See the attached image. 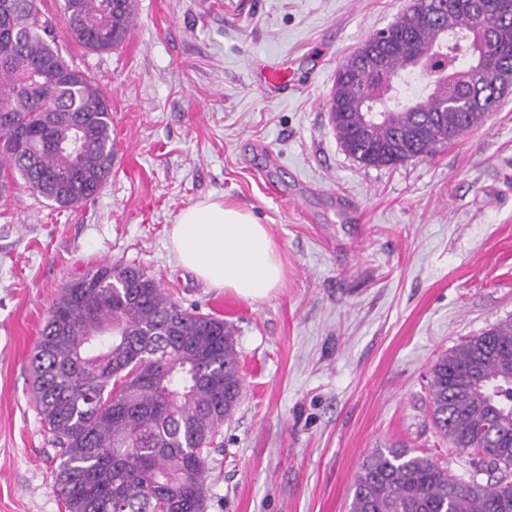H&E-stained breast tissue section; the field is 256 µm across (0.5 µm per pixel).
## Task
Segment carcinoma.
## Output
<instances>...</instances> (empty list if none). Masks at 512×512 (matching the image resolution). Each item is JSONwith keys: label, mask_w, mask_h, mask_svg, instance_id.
Listing matches in <instances>:
<instances>
[{"label": "carcinoma", "mask_w": 512, "mask_h": 512, "mask_svg": "<svg viewBox=\"0 0 512 512\" xmlns=\"http://www.w3.org/2000/svg\"><path fill=\"white\" fill-rule=\"evenodd\" d=\"M39 0H0V200L18 180L56 208L96 195L112 172V109L62 55ZM501 0H426L366 41L337 72L331 123L365 167L397 166L486 123L512 93V17ZM72 39L118 47L133 0H62ZM382 66H368L370 55ZM436 76L401 93L414 66ZM368 112L385 114L371 123ZM38 414L58 447L66 512H206L209 451L243 394L235 331L188 310L129 264L103 262L68 281L30 361ZM438 434L473 454L450 476L404 445L376 448L349 512H512V322L441 355L429 382ZM486 472L482 482L477 475Z\"/></svg>", "instance_id": "carcinoma-1"}]
</instances>
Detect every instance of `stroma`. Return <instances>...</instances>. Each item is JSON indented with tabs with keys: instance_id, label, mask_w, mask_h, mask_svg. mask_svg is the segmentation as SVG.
Wrapping results in <instances>:
<instances>
[{
	"instance_id": "obj_1",
	"label": "stroma",
	"mask_w": 512,
	"mask_h": 512,
	"mask_svg": "<svg viewBox=\"0 0 512 512\" xmlns=\"http://www.w3.org/2000/svg\"><path fill=\"white\" fill-rule=\"evenodd\" d=\"M61 2L41 11L110 101L115 160L75 208L21 186L0 201V512H66L29 374L60 289L136 264L211 313L216 289L169 243L179 211L210 196L266 225L285 277L229 319L245 389L210 451L206 512H347L361 464L389 444L469 479L428 385L438 357L512 320V94L453 144L365 167L326 102L341 64L413 0H135L109 52L70 37ZM276 65L296 75L288 93L258 80Z\"/></svg>"
}]
</instances>
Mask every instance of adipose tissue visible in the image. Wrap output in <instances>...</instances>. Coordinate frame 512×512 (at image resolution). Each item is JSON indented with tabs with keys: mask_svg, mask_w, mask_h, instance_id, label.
Returning a JSON list of instances; mask_svg holds the SVG:
<instances>
[{
	"mask_svg": "<svg viewBox=\"0 0 512 512\" xmlns=\"http://www.w3.org/2000/svg\"><path fill=\"white\" fill-rule=\"evenodd\" d=\"M179 263L213 288L246 300L269 296L284 271L265 225L250 213L207 199L184 207L170 231Z\"/></svg>",
	"mask_w": 512,
	"mask_h": 512,
	"instance_id": "adipose-tissue-1",
	"label": "adipose tissue"
}]
</instances>
